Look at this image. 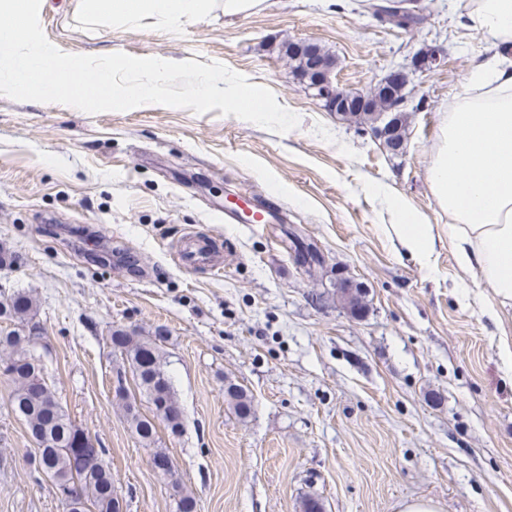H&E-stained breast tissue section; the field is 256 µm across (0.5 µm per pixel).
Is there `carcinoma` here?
I'll return each instance as SVG.
<instances>
[{
	"label": "carcinoma",
	"mask_w": 512,
	"mask_h": 512,
	"mask_svg": "<svg viewBox=\"0 0 512 512\" xmlns=\"http://www.w3.org/2000/svg\"><path fill=\"white\" fill-rule=\"evenodd\" d=\"M375 13L399 27H414L421 17L400 10L394 0L376 6ZM310 44L289 42L281 45L279 52L288 58L290 67L302 81L313 80L308 70ZM366 107L339 112L341 120L375 131L381 113L389 111L396 100L389 97L380 85H375L365 94ZM401 117L391 133L380 138V144L391 154L400 153L408 130L409 113L401 109ZM291 247L295 254L305 252L304 265L311 273L322 266L324 259L310 244L293 240ZM336 297L355 317L363 315L366 304L362 285L352 283L336 288ZM0 317L20 325L17 330L0 333V366L9 370L6 374L14 384L11 405L21 418L37 445L40 454L41 472L56 489L69 488L74 496L61 498L62 512H123V503L112 484L111 463L100 464L99 456L107 450L98 448H76L73 440L82 428L74 424L62 405L52 400L46 383L36 381L42 376L43 368L31 354V346L39 338L41 327L35 321V306L25 291H16L9 296H0ZM113 347L119 352L122 364L127 366L133 383L151 404L152 416L130 410L128 388L117 386L115 397L122 403L123 410L141 442L147 446L156 443V425L159 420L177 435L182 430L181 404L172 382L166 372L164 352L161 343L165 329L158 328L152 336H142L134 331L115 329L110 336ZM224 398L230 409L240 418L251 415L254 403L245 387L228 383L224 387ZM171 496L174 497L177 512H196V501L180 481H171Z\"/></svg>",
	"instance_id": "carcinoma-1"
}]
</instances>
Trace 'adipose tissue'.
<instances>
[{
  "instance_id": "1",
  "label": "adipose tissue",
  "mask_w": 512,
  "mask_h": 512,
  "mask_svg": "<svg viewBox=\"0 0 512 512\" xmlns=\"http://www.w3.org/2000/svg\"><path fill=\"white\" fill-rule=\"evenodd\" d=\"M261 0H83L84 13L127 23L156 18L170 25L199 20L215 9L234 18ZM469 27L494 49L471 83L481 96L458 98L442 121L428 166V184L447 212L448 240L460 268L512 300V0H468ZM390 230L397 245L423 270L433 268L437 238L403 202L394 201Z\"/></svg>"
}]
</instances>
